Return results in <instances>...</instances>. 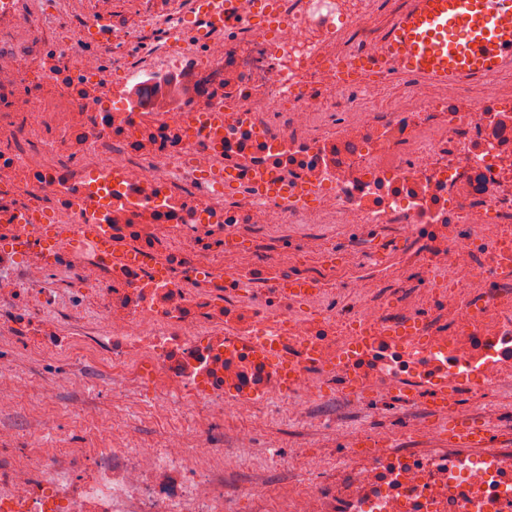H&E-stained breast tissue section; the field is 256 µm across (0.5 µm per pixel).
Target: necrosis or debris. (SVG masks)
<instances>
[{"label": "necrosis or debris", "mask_w": 512, "mask_h": 512, "mask_svg": "<svg viewBox=\"0 0 512 512\" xmlns=\"http://www.w3.org/2000/svg\"><path fill=\"white\" fill-rule=\"evenodd\" d=\"M276 3V32L246 35L243 54L220 36L185 48L189 20L173 13L133 63L97 9L0 0V335L50 354L90 345L121 370L102 385L115 405L151 365L159 417L180 407L244 419L286 400L336 439L319 472L288 458L286 481L252 477L247 495L274 492L288 512H512V92L491 108L409 79L396 108L362 111L374 85L337 87L333 65L377 45L336 37L366 9ZM203 110L222 112V125L191 123ZM334 112L352 118L333 125ZM216 165L236 172L234 203L203 177ZM274 165L289 184L315 185L319 212L257 194L254 170ZM35 207L47 225L25 223ZM247 222L394 225L389 244L418 285L387 296L359 277L327 284L318 318L277 310L257 291L268 274L255 254L225 248V228ZM116 243L138 261L113 263ZM355 324L368 337L348 334ZM257 342L291 360L288 392L248 357ZM356 371L365 391H337L335 410L320 413L326 382ZM408 384L448 386L472 404L444 418L409 403L400 429L379 431L382 396ZM83 386L74 374L23 376L0 354V414L27 393ZM465 420L490 430V446L449 444V422ZM56 422L44 413L29 426V462L0 456V512H224L208 434L127 448L104 437L90 456L63 451Z\"/></svg>", "instance_id": "obj_1"}]
</instances>
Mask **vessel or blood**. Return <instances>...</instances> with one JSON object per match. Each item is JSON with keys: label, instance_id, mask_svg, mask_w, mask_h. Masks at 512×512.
Segmentation results:
<instances>
[{"label": "vessel or blood", "instance_id": "1", "mask_svg": "<svg viewBox=\"0 0 512 512\" xmlns=\"http://www.w3.org/2000/svg\"><path fill=\"white\" fill-rule=\"evenodd\" d=\"M191 24L185 35L200 42L251 26L263 36L275 29V0H191ZM512 71V0H408L393 19L379 56H360L336 67L337 85L406 74L426 85L448 89ZM261 192L284 206L314 210L317 194L308 187L288 188L275 171L259 178ZM275 295L308 302L313 281L273 276ZM450 443L485 447L488 433L480 427L449 426Z\"/></svg>", "mask_w": 512, "mask_h": 512}]
</instances>
